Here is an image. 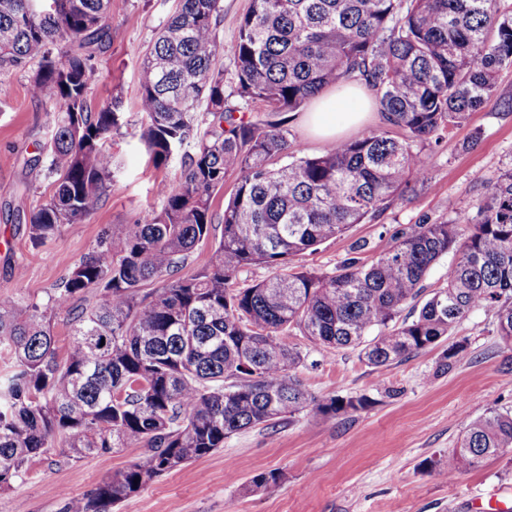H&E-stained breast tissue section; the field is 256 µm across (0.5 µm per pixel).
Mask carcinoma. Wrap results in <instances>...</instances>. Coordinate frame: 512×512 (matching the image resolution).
<instances>
[{"label":"carcinoma","instance_id":"carcinoma-1","mask_svg":"<svg viewBox=\"0 0 512 512\" xmlns=\"http://www.w3.org/2000/svg\"><path fill=\"white\" fill-rule=\"evenodd\" d=\"M109 0H0V69L37 68L33 96L62 109L42 147L55 192L33 210L37 246L101 206L112 178L107 141L120 101L88 102L97 51L109 39ZM222 0H177L140 71L141 140L153 164L178 157L181 177L161 182V210L100 240L47 294L0 302V491L23 479L62 439L81 460L116 448L141 455L64 512L112 507L165 473L224 447V438L269 428L313 407L329 420L371 404L366 395L313 396L292 374L299 330L322 350L358 348L375 368L438 346L468 313L493 314L512 350V166L480 181L473 212L410 224L364 265L333 273L295 256L414 195L428 180L432 148L497 93L512 68L509 0H252L232 42L220 48ZM79 41L82 52L55 53ZM234 61L236 95L264 112H297L329 86L357 81L385 127L339 138L308 155L284 122L246 120L224 96L219 52ZM205 112L200 113V106ZM401 132L395 137L389 130ZM234 175L221 237L193 275L179 271L214 231L213 199ZM448 279L413 319L403 309L442 256ZM271 275L239 286L246 266ZM159 287L145 289L149 283ZM93 292L96 302L85 305ZM68 313L58 353L57 312ZM376 332L370 336V332ZM443 350L437 371L464 357ZM512 455V408L469 418L439 474L452 478Z\"/></svg>","mask_w":512,"mask_h":512}]
</instances>
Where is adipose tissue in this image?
Segmentation results:
<instances>
[{"label": "adipose tissue", "mask_w": 512, "mask_h": 512, "mask_svg": "<svg viewBox=\"0 0 512 512\" xmlns=\"http://www.w3.org/2000/svg\"><path fill=\"white\" fill-rule=\"evenodd\" d=\"M361 89L358 85H344L341 91L316 99L306 114L311 130L322 137L333 138L344 130L357 128L363 118L358 105Z\"/></svg>", "instance_id": "adipose-tissue-1"}]
</instances>
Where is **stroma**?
<instances>
[{
  "instance_id": "obj_1",
  "label": "stroma",
  "mask_w": 512,
  "mask_h": 512,
  "mask_svg": "<svg viewBox=\"0 0 512 512\" xmlns=\"http://www.w3.org/2000/svg\"><path fill=\"white\" fill-rule=\"evenodd\" d=\"M174 9L175 0H111L110 40L96 55L89 103L97 110L113 97L122 100L124 123L112 136L114 174L97 212L62 225L38 246L29 241L26 224L54 187L33 160L61 105L33 97L29 71L0 70V301H44L103 235L160 211L159 181L180 178L179 159L155 167L140 140V63ZM510 97L507 69L496 99L436 146L426 187L294 257V265L331 273L354 253L368 264L390 249L400 229L472 208L480 196L478 177H496L512 165V112L500 105ZM451 339L466 342L467 352L440 374L437 348L377 369L358 350L324 351L294 336L304 355L296 376L313 395L365 394L371 404L331 421L307 409L275 427L235 433L223 448L160 476L114 512H512V458H489L451 479L435 472L469 417L512 406V350L497 336L494 317L473 310ZM139 454L126 448L74 461L55 449L0 493V512H64L67 500L90 492ZM269 471L280 472L281 480L249 491L250 479Z\"/></svg>"
}]
</instances>
